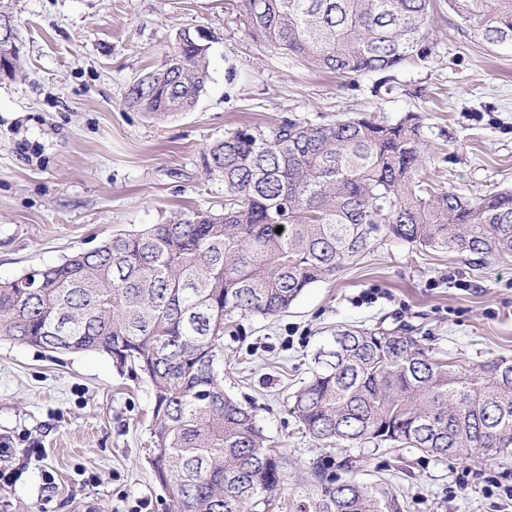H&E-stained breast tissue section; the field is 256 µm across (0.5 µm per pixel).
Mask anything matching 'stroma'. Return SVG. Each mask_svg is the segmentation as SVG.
<instances>
[{"mask_svg":"<svg viewBox=\"0 0 512 512\" xmlns=\"http://www.w3.org/2000/svg\"><path fill=\"white\" fill-rule=\"evenodd\" d=\"M21 55L0 79V282L59 264L112 236L191 209L222 210L224 183L201 156L227 130L285 119L420 117L421 181L467 196L512 187V50L487 44L435 0L431 56L350 78L287 61L251 40L224 0H11ZM185 27L211 38L197 107L158 122L128 108V85ZM405 325L464 366L512 359V257H469L383 239L336 279L273 317L232 315L219 371L250 406L287 481L278 512L321 484L384 479L406 512H512V451L435 457L406 445H318L291 411L338 327ZM150 383L91 352L0 339V512H173L149 464Z\"/></svg>","mask_w":512,"mask_h":512,"instance_id":"1","label":"stroma"}]
</instances>
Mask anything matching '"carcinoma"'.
Returning <instances> with one entry per match:
<instances>
[{
	"mask_svg": "<svg viewBox=\"0 0 512 512\" xmlns=\"http://www.w3.org/2000/svg\"><path fill=\"white\" fill-rule=\"evenodd\" d=\"M230 2L254 40L344 77L385 74L434 49L424 36L432 0ZM448 8L512 49V0ZM208 51V39L181 29L125 103L160 122L193 110L211 80ZM19 57L16 44L0 48V76L14 75ZM420 164L413 113L231 129L203 154L206 174L224 181V212L182 213L1 282L0 339L138 368L155 398L150 464L176 512L274 508L279 451L213 369L226 317L287 310L385 236L478 262L512 257V189L438 192L417 179ZM293 412L326 446L498 453L512 447V360L463 370L401 328H341ZM308 512H405V503L381 480H351L322 486Z\"/></svg>",
	"mask_w": 512,
	"mask_h": 512,
	"instance_id": "obj_1",
	"label": "carcinoma"
}]
</instances>
